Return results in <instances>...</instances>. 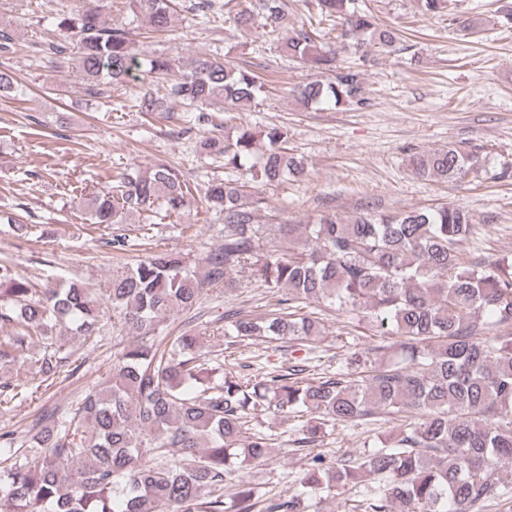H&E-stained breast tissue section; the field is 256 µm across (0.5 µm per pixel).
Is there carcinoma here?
<instances>
[{
	"label": "carcinoma",
	"mask_w": 512,
	"mask_h": 512,
	"mask_svg": "<svg viewBox=\"0 0 512 512\" xmlns=\"http://www.w3.org/2000/svg\"><path fill=\"white\" fill-rule=\"evenodd\" d=\"M172 2L129 0L156 35L169 27ZM417 2L425 15L456 8V0ZM189 10L195 24L216 18L215 0H194ZM286 18L285 0H258L256 11L228 12L224 23L258 22L273 34ZM322 24L339 27L338 38L357 50L370 42L394 47L396 30L359 11L354 0H317L308 25L282 42L287 56L312 70L336 68L335 81L314 79L297 88L303 102L364 104L361 70L336 66V54L317 41ZM70 39L77 42L75 61L88 94L104 95L137 71L163 76L170 80L168 95L202 126L210 123L207 107L242 108L264 89L254 71L221 57L199 56L183 71L167 54L141 56L136 40L112 24L101 5L58 14L39 52L64 61ZM134 107L149 117L164 111V102L147 91ZM197 152L224 161L226 169L248 162L251 181L263 185L307 176L289 152L285 126L207 135ZM483 162L478 151L452 142L408 154L415 173L444 181L477 172ZM190 197L177 168L158 164L144 171L133 162L78 205L92 223L112 229L108 244L120 252L128 245L123 224L130 214L167 217ZM203 199L207 211L222 217L224 241L201 270L179 252L154 250L113 268L98 298L53 275L38 287L0 263V322L11 327L0 336V369L29 365L38 376L36 382L19 374L1 378V409L49 388L75 365L64 334L29 359L31 347L53 328L91 338L110 313L112 326L136 338L106 385L85 392L73 410H52L27 448H18L14 434L0 433V512H256L255 491L240 468L272 457V435L251 425L259 411L308 413L302 438L308 446L329 422L405 415L391 439L358 457L329 465L313 456L302 491L270 502L266 512H308L320 493L365 482L378 487L345 500L343 512H484L507 496L495 475L512 466V263L464 256L460 244L473 233L466 211L442 206L347 222L322 215L308 224L278 225L292 243L286 248L264 244L267 225L258 213L265 198L245 183L209 180ZM239 273L272 289L279 312L258 319L231 310L214 330L218 337L314 339L321 323L302 306L322 302L362 313L371 335L385 344L352 354L343 371L307 382L295 368L260 380L236 375L190 330L156 340L167 315L200 305L209 288L233 287Z\"/></svg>",
	"instance_id": "1"
}]
</instances>
